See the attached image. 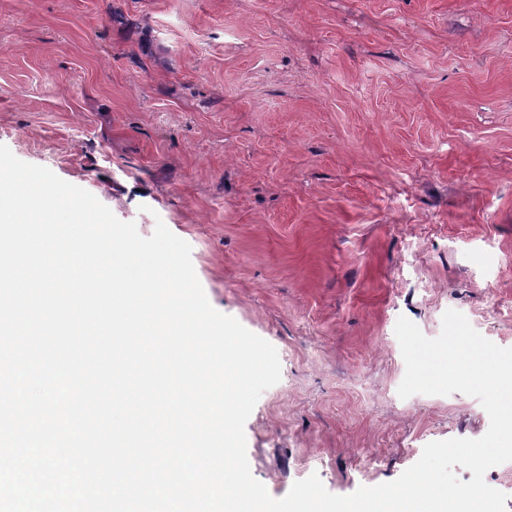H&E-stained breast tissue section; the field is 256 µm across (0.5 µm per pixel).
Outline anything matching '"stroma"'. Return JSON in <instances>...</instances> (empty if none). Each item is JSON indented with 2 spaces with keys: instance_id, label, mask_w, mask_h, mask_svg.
<instances>
[{
  "instance_id": "obj_1",
  "label": "stroma",
  "mask_w": 512,
  "mask_h": 512,
  "mask_svg": "<svg viewBox=\"0 0 512 512\" xmlns=\"http://www.w3.org/2000/svg\"><path fill=\"white\" fill-rule=\"evenodd\" d=\"M0 144L164 223L276 348L245 425L273 498L487 432L473 397H399L395 325L512 348V0H0Z\"/></svg>"
}]
</instances>
